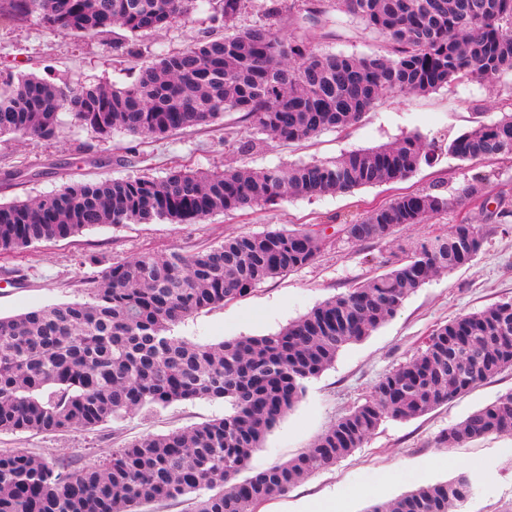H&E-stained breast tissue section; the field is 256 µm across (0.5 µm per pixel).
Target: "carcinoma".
<instances>
[{"label": "carcinoma", "mask_w": 512, "mask_h": 512, "mask_svg": "<svg viewBox=\"0 0 512 512\" xmlns=\"http://www.w3.org/2000/svg\"><path fill=\"white\" fill-rule=\"evenodd\" d=\"M258 0H214L224 29ZM193 0H0V21L37 19L48 29L93 35L119 27L137 37L190 13ZM337 10L382 35L383 53L323 52L273 25L200 40L143 66L124 87L55 85L0 70V137L50 139L66 112L102 139L123 131L162 137L239 112L254 133L282 143L357 123L388 97L421 96L512 75V0H336ZM475 162L512 156V113L448 142ZM417 135L333 161L286 168L208 171L175 166L147 175L69 181L34 200L0 203V252L72 237L101 225L199 224L210 217L407 179L435 161ZM461 201L490 196L482 183ZM440 193H407L352 224V242L388 240L407 224L448 212ZM475 224H457L410 256L321 302L275 334L199 344L177 334L189 316L311 264L315 229H268L224 238L185 255H141L109 264L81 302L0 318V432L92 429L174 402L222 400L229 412L191 428L145 435L99 464L69 469L24 450L0 453V512H146L197 493L192 512H256L360 447L387 418L407 421L512 370V300L462 313L425 348L382 378L371 396L331 423L297 456L254 471L253 455L297 405L306 383L340 350L370 336L441 272L474 259ZM512 432V391L470 413L439 438L455 447ZM467 472L422 483L365 512H461L477 492Z\"/></svg>", "instance_id": "1"}]
</instances>
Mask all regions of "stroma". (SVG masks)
<instances>
[{
  "instance_id": "1",
  "label": "stroma",
  "mask_w": 512,
  "mask_h": 512,
  "mask_svg": "<svg viewBox=\"0 0 512 512\" xmlns=\"http://www.w3.org/2000/svg\"><path fill=\"white\" fill-rule=\"evenodd\" d=\"M212 15L208 0H202L187 19L139 37L142 53L135 58L113 56V39L126 35L119 28L82 36L53 32L32 20L0 25V70L33 73L58 84L106 82L121 88L131 84L140 69L158 56L218 33ZM282 28L323 51L366 55L386 45L384 38L358 23L338 31L315 28L287 14ZM511 111L512 77L508 76L494 85L468 83L425 96L387 98L346 130H328L292 144L254 135L236 112L225 114L214 125L163 138L140 139L117 132L107 140L74 124L64 113L54 139L0 138V173L16 168L38 173L35 180L21 185H0V202L46 195L72 179L141 173L160 178L177 164L206 171L325 161L413 133L445 145L476 121L488 122ZM249 138L256 140V147L245 154L237 152L236 141ZM99 155L110 156L111 165H93L92 157ZM474 179L483 181L486 192L503 196L512 205V157L471 163L443 153L434 165L421 166L397 183L315 198H290L272 208L218 214L201 224L158 222L89 228L65 240L0 254V317L82 300L85 281L112 261L148 253L189 254L220 244L229 235L270 228L296 229L312 224L329 228L331 234L311 265L265 281L224 307L188 318L177 329L179 335L201 344L267 335L381 272L386 262L402 258L423 241L448 234L453 225L462 221L479 225L485 240L472 262L435 277L411 295L394 318L364 341L344 347L329 369L307 382L301 402L254 455L252 467L262 469L309 448L329 424L364 403L380 379L417 355L438 326L459 314L512 299V223H500L470 204L455 207L429 224L403 226L386 241L355 245L342 232L343 225L359 219L372 206L401 194L440 192L451 197ZM509 390L512 370L421 417L386 420L351 455L305 479L288 494L264 501L262 508L264 512H302L309 499L323 497L335 499L339 512H364L370 504L414 488L428 465L435 481L460 471L480 478L481 489L463 512H512V435H492L453 448L437 442L442 432ZM224 412L223 402L195 400L176 402L150 414L135 413L91 430L0 432V451L21 449L80 468L102 462L113 449L134 438L187 428ZM384 475L389 478L385 484L380 481Z\"/></svg>"
}]
</instances>
